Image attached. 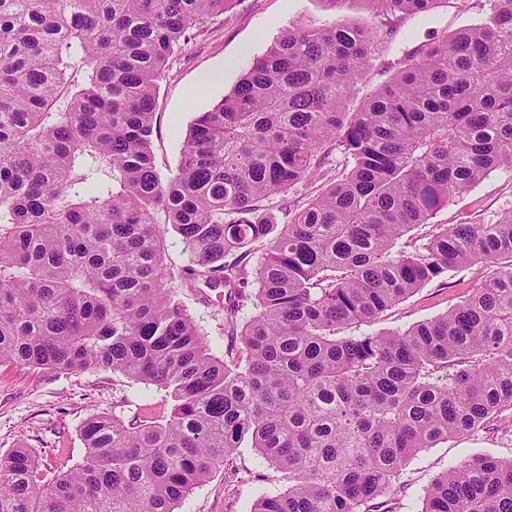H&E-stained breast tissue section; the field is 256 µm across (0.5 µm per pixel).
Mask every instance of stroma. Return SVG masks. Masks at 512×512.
<instances>
[{"label":"stroma","mask_w":512,"mask_h":512,"mask_svg":"<svg viewBox=\"0 0 512 512\" xmlns=\"http://www.w3.org/2000/svg\"><path fill=\"white\" fill-rule=\"evenodd\" d=\"M485 0H450L448 5L405 20L389 36L373 67L357 85L349 109L370 94L390 72L389 62L406 51L435 41L457 28L473 23ZM345 19L371 22L365 0H345L340 9H329L322 0H235L231 9L211 18L187 46L176 49L156 93L157 128L153 139L155 162L165 174L180 162L185 136L197 113L211 109L228 94L240 76L277 38L297 24L325 26ZM220 71L221 79L199 85L200 76ZM512 210V173L493 171L471 191L454 197L433 216L436 224H490ZM487 271L474 263L448 271L403 299L374 323L369 333L388 332L439 316L484 282ZM185 301L189 312L211 344L225 346L224 300L212 296L202 303L195 292ZM163 390L134 382L109 370L50 372L5 362L0 364V455L23 442L34 448L42 470L82 461L80 429L92 414L106 412L130 419L143 410L144 401L161 402ZM477 454L512 460V409L504 410L484 428L437 444L415 456L394 485V494L407 512H421L425 488L448 466ZM266 475L271 489H285L287 480L262 464L255 449L239 448L232 467L214 470L195 487L178 512H249L259 495V475Z\"/></svg>","instance_id":"obj_1"}]
</instances>
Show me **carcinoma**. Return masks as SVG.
I'll return each mask as SVG.
<instances>
[{
  "label": "carcinoma",
  "instance_id": "1",
  "mask_svg": "<svg viewBox=\"0 0 512 512\" xmlns=\"http://www.w3.org/2000/svg\"><path fill=\"white\" fill-rule=\"evenodd\" d=\"M364 2L371 25L286 29L163 177L157 83L234 0H0V362L109 369L171 402L91 415L83 461L50 478L11 449L0 512H177L246 440L288 479L251 512H401L391 491L414 456L512 408V211L405 238L512 171V0L408 51L348 112L385 37L447 0ZM316 175L324 189L277 223L265 201ZM475 262L487 279L445 314L341 335ZM177 278L227 289L224 353ZM421 512H512V460L449 467Z\"/></svg>",
  "mask_w": 512,
  "mask_h": 512
}]
</instances>
